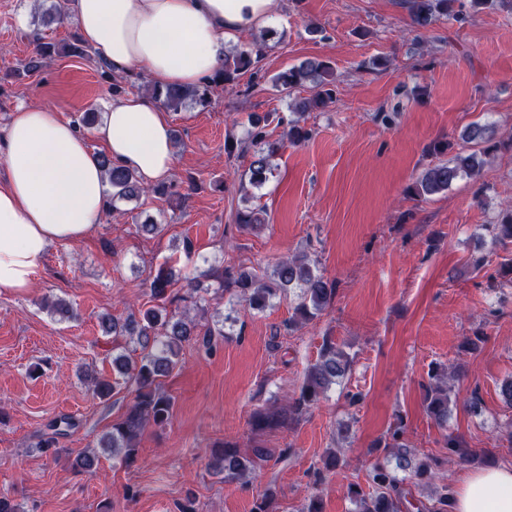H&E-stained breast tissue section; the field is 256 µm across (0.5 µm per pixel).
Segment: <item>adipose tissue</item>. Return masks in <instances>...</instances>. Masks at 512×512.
<instances>
[{
	"label": "adipose tissue",
	"mask_w": 512,
	"mask_h": 512,
	"mask_svg": "<svg viewBox=\"0 0 512 512\" xmlns=\"http://www.w3.org/2000/svg\"><path fill=\"white\" fill-rule=\"evenodd\" d=\"M81 39L117 73L191 88L210 77L231 39L271 28L275 0H71ZM94 136L146 185L175 162L171 130L152 98L112 100ZM107 181L87 139L59 111L20 104L0 133V288H30L51 245L85 238L105 209ZM450 512H512V466L465 471Z\"/></svg>",
	"instance_id": "1"
}]
</instances>
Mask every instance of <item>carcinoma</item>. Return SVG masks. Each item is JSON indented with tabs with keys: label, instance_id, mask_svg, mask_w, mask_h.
<instances>
[{
	"label": "carcinoma",
	"instance_id": "carcinoma-1",
	"mask_svg": "<svg viewBox=\"0 0 512 512\" xmlns=\"http://www.w3.org/2000/svg\"><path fill=\"white\" fill-rule=\"evenodd\" d=\"M413 23L426 28L441 16H449L454 11L456 0H405ZM65 52L72 56L87 55L84 44L73 40L62 46L53 42H42L37 47V55L27 65V71L40 68L42 60L54 54ZM258 58L252 53L240 50L232 55L224 54V69L218 71L203 84L191 89L167 88L161 90L151 86L150 92L162 101L168 109L177 110L190 99L207 107L211 103V86L220 82L230 84L241 74L255 68ZM334 69L324 61L315 58L305 59L277 74L272 79L277 92L286 96L306 85L316 89L310 98L294 101V108L310 112L324 107L332 100ZM268 117L255 115L250 120V129L244 139H231L224 142L228 155L251 152L249 183L259 188L265 184L274 171L272 163L278 147L268 141L266 131ZM492 131L486 125L472 124L464 130L461 140L466 144L463 150L455 153L447 161L429 165L409 187V193L417 199L448 190L453 182L472 176L482 164L481 144L489 141ZM101 166L112 188V199L131 200L146 192V187L136 174L115 165L105 155L100 154ZM267 222V211L263 207L248 208L237 215V223L246 230L257 229ZM485 235L493 247H506L512 244V206L493 224L483 225ZM210 277L216 282L218 293H227L237 303L249 310L263 311L272 301L289 293L295 294L294 315L284 324L288 331L299 322L316 318L331 303L336 289L324 279L318 268V261L307 256H293L279 261L271 272L244 266H226L222 269L210 268ZM175 270L168 265L162 268L150 283V296L156 305L142 313L130 314L125 319H115L109 315L101 318L103 331L107 335L136 337L141 346L138 359L132 360L124 354L112 358V369L118 375L114 382L94 379L93 392L104 398L112 393L115 386L124 383L134 388L135 397L122 417L112 424L109 432L101 439V447L120 449L127 461L132 462L138 455L137 439L144 428L153 423L164 425L172 414L173 401L159 390V380L168 376L181 362L183 344L194 341L207 350L214 347V338L225 336L224 328L200 326L186 314L168 310L179 296L171 294ZM353 357L333 343L323 346L318 359L306 374L299 395L287 400L277 411H257L252 416V427L256 432L276 429L299 421L316 405L327 390L351 373ZM451 387L448 386V373L441 367L431 371L430 382L426 387L424 403L428 416L440 427L448 426V409L451 402ZM77 422L71 417H59L48 422L47 432L42 435L38 449L43 453L59 456L61 449L56 447L58 437L75 429ZM404 430L395 428L384 443L387 456L375 462L367 472L371 491L365 492L357 483L348 485L347 494L355 504L354 512H405L409 508L424 509L408 499L403 486L401 472L426 481L435 495L429 512H448L449 486L433 468V459L419 456L403 441ZM269 455V450L256 445L251 453H244L232 442H225L212 450L214 467L224 474V480H242L254 470L257 461ZM252 512H278L277 492L268 487L253 503Z\"/></svg>",
	"mask_w": 512,
	"mask_h": 512
}]
</instances>
